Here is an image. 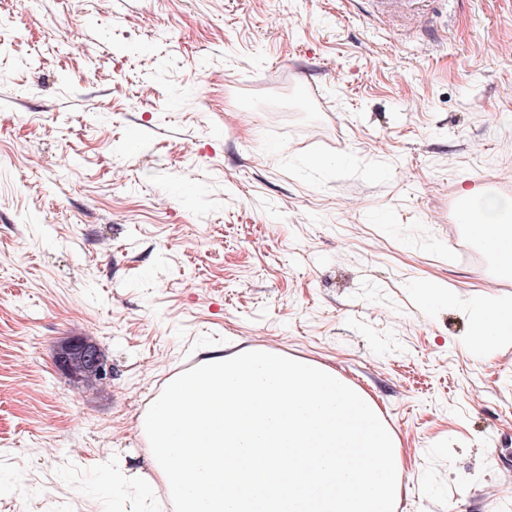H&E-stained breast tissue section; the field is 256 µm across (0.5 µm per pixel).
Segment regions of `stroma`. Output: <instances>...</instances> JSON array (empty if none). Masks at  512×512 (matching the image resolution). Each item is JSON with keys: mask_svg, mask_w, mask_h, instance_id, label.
Instances as JSON below:
<instances>
[{"mask_svg": "<svg viewBox=\"0 0 512 512\" xmlns=\"http://www.w3.org/2000/svg\"><path fill=\"white\" fill-rule=\"evenodd\" d=\"M439 42L346 0H0V512H103L58 467L150 475L138 417L201 349L335 367L402 443L397 512H512V302L451 214L512 197V0ZM452 290L453 301L421 288ZM112 365L74 386L54 353ZM488 336H494L497 343L512 344V303H504L487 297L476 321L470 341L482 350H487ZM70 341L82 342L78 346H72L68 343H62L56 353V363L62 368L69 370L73 363H78L81 367L94 370L100 376L110 374V365L104 358L100 349L93 344L84 343L92 341L86 337H75Z\"/></svg>", "mask_w": 512, "mask_h": 512, "instance_id": "stroma-1", "label": "stroma"}]
</instances>
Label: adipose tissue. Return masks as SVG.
Masks as SVG:
<instances>
[{
  "label": "adipose tissue",
  "instance_id": "adipose-tissue-1",
  "mask_svg": "<svg viewBox=\"0 0 512 512\" xmlns=\"http://www.w3.org/2000/svg\"><path fill=\"white\" fill-rule=\"evenodd\" d=\"M465 203L459 215L460 223L470 225L474 240L493 256L499 264V273L512 276V198L501 197L478 189H461ZM512 344V303L486 298L470 341L486 348L489 340Z\"/></svg>",
  "mask_w": 512,
  "mask_h": 512
}]
</instances>
